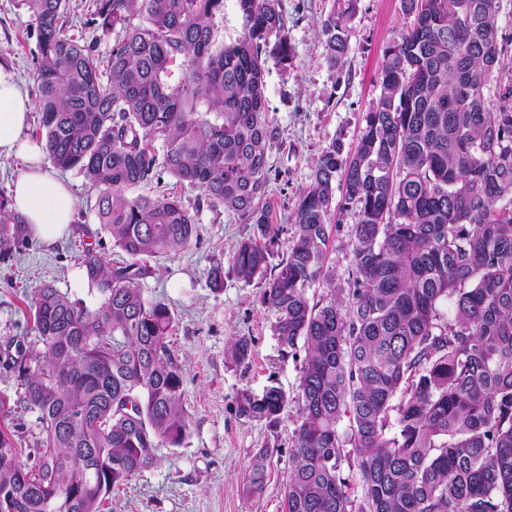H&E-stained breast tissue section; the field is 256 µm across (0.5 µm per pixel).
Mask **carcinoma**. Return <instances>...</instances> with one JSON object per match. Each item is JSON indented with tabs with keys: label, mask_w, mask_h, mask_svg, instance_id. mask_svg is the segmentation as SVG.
I'll return each mask as SVG.
<instances>
[{
	"label": "carcinoma",
	"mask_w": 512,
	"mask_h": 512,
	"mask_svg": "<svg viewBox=\"0 0 512 512\" xmlns=\"http://www.w3.org/2000/svg\"><path fill=\"white\" fill-rule=\"evenodd\" d=\"M236 2L242 31L227 44L215 24L224 0H93L90 22L116 34L103 68L96 43L66 34V0H24L46 150L98 192L99 223L128 260L78 255L101 295L93 310L51 285L34 290L41 361L20 345L5 364L43 439L23 461L0 429V512H101L189 430L174 314L140 280L144 260L198 241V212L168 194L129 195L165 174L254 225L234 272L265 279L279 355L304 348L286 512H512V36L501 0H402L413 21L383 49L378 100L354 149L334 141L317 158L270 278L280 225L263 204L266 75L288 69L292 47L282 0ZM354 2L322 24L334 66ZM334 211L356 215L344 288L328 266ZM23 224L0 191V259L26 240ZM287 402L275 385L238 396L240 415L270 429ZM267 456L256 455L253 495Z\"/></svg>",
	"instance_id": "cac0c4a2"
}]
</instances>
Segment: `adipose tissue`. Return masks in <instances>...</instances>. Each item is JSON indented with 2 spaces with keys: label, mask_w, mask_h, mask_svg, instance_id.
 Masks as SVG:
<instances>
[{
  "label": "adipose tissue",
  "mask_w": 512,
  "mask_h": 512,
  "mask_svg": "<svg viewBox=\"0 0 512 512\" xmlns=\"http://www.w3.org/2000/svg\"><path fill=\"white\" fill-rule=\"evenodd\" d=\"M33 110L11 68L0 66V156L23 158L26 169L16 179L11 207L25 221V233L52 245L67 237L77 208L71 189L43 163L41 145L25 137Z\"/></svg>",
  "instance_id": "ef3b65f1"
}]
</instances>
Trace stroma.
<instances>
[{
    "label": "stroma",
    "mask_w": 512,
    "mask_h": 512,
    "mask_svg": "<svg viewBox=\"0 0 512 512\" xmlns=\"http://www.w3.org/2000/svg\"><path fill=\"white\" fill-rule=\"evenodd\" d=\"M91 0H69L68 35L96 41L101 58H108L113 36L97 37L88 27ZM293 63L288 70L271 67L266 96L272 140L268 152L271 181L264 197L271 223L283 228L274 246V260L288 253L293 228L288 217L300 192L309 184L311 169L332 141L352 147L362 116L376 104L377 72L386 44L409 26L402 0H283ZM354 13L347 24L349 51L343 64L327 60L323 21ZM36 37L23 0H0V63L12 67L29 97H36L33 54ZM77 197L76 220L63 242L48 247L29 241L0 262V350L11 341L33 347L29 305L31 294L48 283L70 299L96 306L97 290L74 287L76 261L88 249L107 261L121 251L96 216L97 193L77 170H60ZM177 188L188 208L199 211L200 239L190 249L153 260L141 282L145 298L168 304L174 313L171 352L183 377L182 401L190 429L181 445H161L152 466L112 493L105 512H285L284 487L289 474L290 438L298 409L294 402L300 360L281 359L273 335L275 315L261 301L264 283L244 282L234 275L236 245L253 234V225L230 211L199 207V188L175 187L171 177L162 184L142 187L157 196ZM221 267L224 285L213 288L210 272ZM251 339L244 362L228 353L232 338ZM275 384L289 398L277 428L245 419L239 413L241 390L262 391ZM23 390L15 372L0 367V426L16 430L22 448L40 438L37 415L24 408ZM271 454L265 462V485L251 496L245 486L256 453Z\"/></svg>",
    "instance_id": "1"
}]
</instances>
